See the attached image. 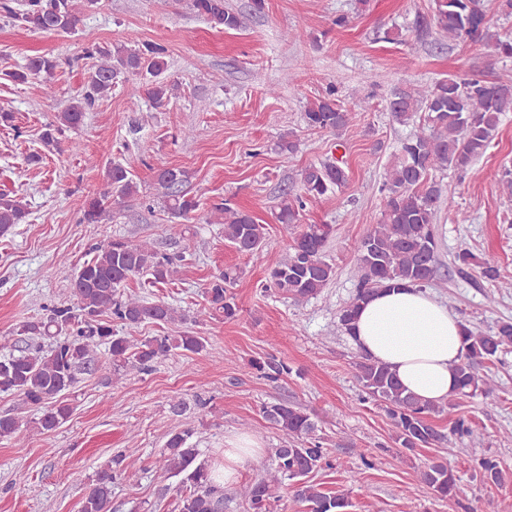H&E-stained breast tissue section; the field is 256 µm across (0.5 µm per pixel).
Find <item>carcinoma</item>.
Returning a JSON list of instances; mask_svg holds the SVG:
<instances>
[{
    "label": "carcinoma",
    "instance_id": "carcinoma-1",
    "mask_svg": "<svg viewBox=\"0 0 512 512\" xmlns=\"http://www.w3.org/2000/svg\"><path fill=\"white\" fill-rule=\"evenodd\" d=\"M76 2L24 0L17 11L5 3L0 8L23 27L68 33L78 22ZM433 2L434 20L448 40L476 41L487 37L485 0ZM191 7L216 27L237 30L243 26L242 18L226 9L224 0H191ZM166 53V48L156 43L132 50L90 42L84 58L95 63L87 73L85 91L56 113L55 121L42 132V141L51 145L63 129L79 126L85 113L112 93L117 79L125 75L150 76L146 94L154 103H163L173 91L161 78L167 67ZM59 66L53 56H37L8 77L24 83L31 76L51 77ZM387 111L402 125L414 123L419 112L425 113V118L402 143L387 170L380 188L382 209L378 224L355 247L357 287L351 301L339 313L340 325L348 334L361 303L371 294L381 288L422 287L433 279L438 250L434 223L442 196L433 173L448 168L465 175L473 173V163L486 152L500 117L512 112V77L489 80L480 74L465 78L450 75L431 86H399L387 103ZM305 118L311 128L337 133L351 124V112L330 96L312 104ZM105 177L109 190L85 202L82 220L87 224L98 223L112 202L137 193V183L122 164H109ZM348 179L347 168L338 161L310 165L301 171L304 194L293 198L283 195L277 221L291 230L292 244L286 258L271 270L270 283L298 301L320 294L335 275L334 267L324 258L332 225L300 224V211L307 203L345 186ZM156 181L165 190L170 214L177 219H190L199 203L183 190L186 172L162 166L156 170ZM28 215L21 199L0 194L1 237L15 225L26 223ZM214 216L222 219L224 240L236 251L254 255L262 250L267 227L249 211L224 202L214 207ZM182 260L183 255L163 253L148 239L119 238L97 244L93 256L75 271L71 288L75 304L54 305L45 317L21 326L20 334L47 340L50 347L38 346L0 356V392H12L41 411L40 416L25 422L12 415H1L0 438L10 439L23 427L33 434H45L66 420L71 408L60 397L74 386L78 372L90 365L102 349L109 354L113 371L118 375L143 370L174 351L206 350L205 339L192 332L147 337L133 346L127 337L112 334L103 321L105 317L119 320L131 331L146 323L184 321L183 314L165 301L146 303L122 291L129 279L138 276L152 285L174 280ZM455 263L462 269H481L483 277L492 282L500 278L491 260L468 249L456 255ZM237 277V272L231 269L222 270L204 288L210 310L227 321L238 314L233 296L227 294V285ZM463 344L465 357L456 368V389L448 399L450 407L462 397H487L494 393L495 376L484 371V367L512 346V321L501 322L490 333L465 325ZM253 368L273 383L291 373L286 363L273 356L254 361ZM353 368L364 392L385 405L399 447L414 449L444 443L445 435L431 422V415L442 412V405L426 402L409 392L387 365L364 353L353 361ZM262 410L285 440L271 450L269 458L254 460L260 478L238 490L247 512H270L286 486L293 489L294 500L306 512H346L350 503L345 495L326 493L311 479L315 471L331 467L327 449L314 437L317 425L312 413L298 403L280 400L263 405ZM191 436L189 430L170 434L156 468L165 476L180 478L177 512H224V489L215 483L208 462L200 459V450L189 443ZM479 468L489 484L499 486L512 479V474L491 457L481 459ZM116 477L112 467L102 468L84 497L80 512H109ZM420 481L443 500L457 496V477L445 461H430L420 472Z\"/></svg>",
    "mask_w": 512,
    "mask_h": 512
}]
</instances>
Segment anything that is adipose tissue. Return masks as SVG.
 Returning a JSON list of instances; mask_svg holds the SVG:
<instances>
[{"mask_svg": "<svg viewBox=\"0 0 512 512\" xmlns=\"http://www.w3.org/2000/svg\"><path fill=\"white\" fill-rule=\"evenodd\" d=\"M352 340L423 400L443 403L453 394L465 354L461 322L428 292L415 286L375 292L358 311Z\"/></svg>", "mask_w": 512, "mask_h": 512, "instance_id": "1", "label": "adipose tissue"}]
</instances>
